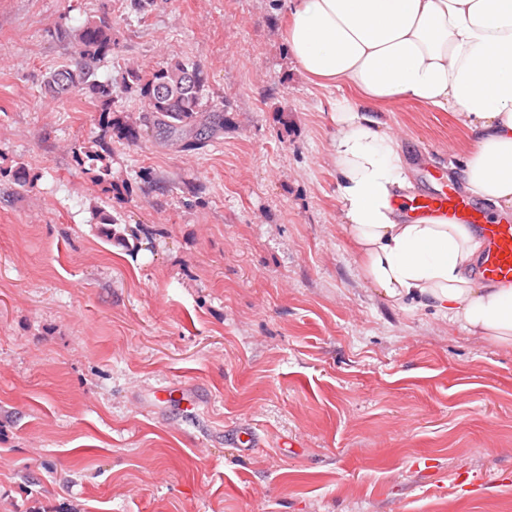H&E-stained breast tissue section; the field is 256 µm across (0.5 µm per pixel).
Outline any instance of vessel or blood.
<instances>
[{
    "mask_svg": "<svg viewBox=\"0 0 512 512\" xmlns=\"http://www.w3.org/2000/svg\"><path fill=\"white\" fill-rule=\"evenodd\" d=\"M410 207L422 216L441 214L458 223L476 226L482 243L477 274L493 284L512 285V224L487 221L472 198L456 192L442 191L416 198Z\"/></svg>",
    "mask_w": 512,
    "mask_h": 512,
    "instance_id": "obj_1",
    "label": "vessel or blood"
}]
</instances>
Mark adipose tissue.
<instances>
[{
  "label": "adipose tissue",
  "instance_id": "obj_1",
  "mask_svg": "<svg viewBox=\"0 0 512 512\" xmlns=\"http://www.w3.org/2000/svg\"><path fill=\"white\" fill-rule=\"evenodd\" d=\"M282 32L296 66L336 99L331 149L336 199L359 276L395 307L406 301L512 347V286L471 268L468 225L408 217L395 133L376 116L403 102L451 112L471 132L464 182L512 212V0H286Z\"/></svg>",
  "mask_w": 512,
  "mask_h": 512
}]
</instances>
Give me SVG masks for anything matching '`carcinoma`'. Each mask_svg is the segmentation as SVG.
Wrapping results in <instances>:
<instances>
[{"mask_svg": "<svg viewBox=\"0 0 512 512\" xmlns=\"http://www.w3.org/2000/svg\"><path fill=\"white\" fill-rule=\"evenodd\" d=\"M65 35L75 49V61L49 71L43 83L54 97L86 89L101 103L99 133L92 146L79 150L97 181L112 183V168L106 157L116 142L134 144L148 131L178 138L189 129L220 126L219 112L201 110L204 76L196 63L174 57L148 71L127 70L130 88L138 93L142 104L138 117L132 118L116 108L110 86L91 81L87 69L88 63L112 51V28L103 21L88 19ZM96 219L104 226L107 240L123 243L117 234L119 222L112 214L99 209Z\"/></svg>", "mask_w": 512, "mask_h": 512, "instance_id": "1", "label": "carcinoma"}]
</instances>
